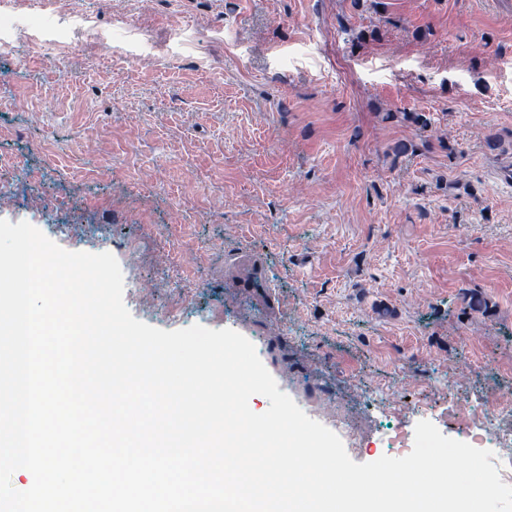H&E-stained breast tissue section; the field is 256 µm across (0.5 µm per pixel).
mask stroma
<instances>
[{
	"label": "stroma",
	"mask_w": 512,
	"mask_h": 512,
	"mask_svg": "<svg viewBox=\"0 0 512 512\" xmlns=\"http://www.w3.org/2000/svg\"><path fill=\"white\" fill-rule=\"evenodd\" d=\"M384 3L0 0V219L244 335L324 426L344 399L358 463L512 399V0Z\"/></svg>",
	"instance_id": "obj_1"
}]
</instances>
